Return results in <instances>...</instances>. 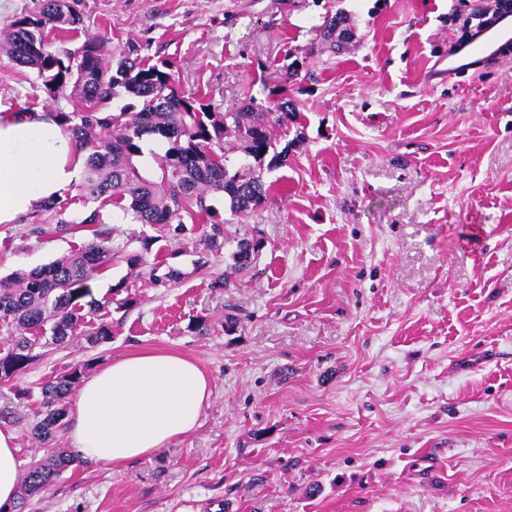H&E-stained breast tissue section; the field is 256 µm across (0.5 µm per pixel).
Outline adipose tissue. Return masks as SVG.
Returning a JSON list of instances; mask_svg holds the SVG:
<instances>
[{
    "instance_id": "1",
    "label": "adipose tissue",
    "mask_w": 512,
    "mask_h": 512,
    "mask_svg": "<svg viewBox=\"0 0 512 512\" xmlns=\"http://www.w3.org/2000/svg\"><path fill=\"white\" fill-rule=\"evenodd\" d=\"M86 154L46 110L0 114V224H14L62 198L84 175ZM212 395L192 358L144 350L112 360L80 385L68 436L88 461L120 465L190 435ZM21 459L12 429L0 428V506L13 504Z\"/></svg>"
}]
</instances>
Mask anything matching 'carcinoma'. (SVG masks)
<instances>
[{"mask_svg": "<svg viewBox=\"0 0 512 512\" xmlns=\"http://www.w3.org/2000/svg\"><path fill=\"white\" fill-rule=\"evenodd\" d=\"M83 23L72 11L69 0H40L38 10L14 20L0 32V44L14 61L34 71L42 91L51 99L70 94L72 110L57 118L77 145L87 152L81 184L82 197L132 211L134 220L148 226L162 224L181 236L206 218L211 224L207 247L224 248V220L209 204V196L222 194L234 214H246L273 191L257 169L263 164L276 168L283 164L286 150L276 149L275 129L288 127L294 116L286 89L277 85L269 95L278 97L273 106H262L251 96L237 112H217L205 98L183 94L175 83L172 66L166 61L150 63L140 56L132 41L119 53L109 41L89 35L74 50L57 49L49 32H77ZM340 16L328 17L322 25L320 41L309 46L305 57L324 50L336 51V28ZM120 96L131 102L109 110L106 105ZM155 136L166 141L164 153L155 157L156 168L149 172L138 157L140 142ZM234 139V148L246 162L229 173L224 139ZM69 203L49 201L42 206L57 215L55 234L78 229L92 232L93 241L50 264L0 280V322L10 331L12 345L0 356V380L8 381L27 370L36 360L34 351L49 345H64L76 339L95 348L112 339V324L101 321L82 330L85 319L104 304L92 299L90 282L103 274L112 255L123 253L127 263L146 267L149 281L166 285L180 279L181 272L154 259L147 263L155 237L142 239V250L129 244L112 246V235L102 229L100 209L71 214ZM27 235L40 238L48 232L43 223L23 220ZM261 241L243 238L233 255L235 266H249L259 252ZM83 366L71 370L42 387V400L34 435L50 453L34 461L22 474L16 502L0 512H23L27 500L46 491L62 473L78 462V455L55 448L56 430L66 414V402L81 382Z\"/></svg>", "mask_w": 512, "mask_h": 512, "instance_id": "obj_1", "label": "carcinoma"}]
</instances>
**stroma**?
<instances>
[{
    "label": "stroma",
    "mask_w": 512,
    "mask_h": 512,
    "mask_svg": "<svg viewBox=\"0 0 512 512\" xmlns=\"http://www.w3.org/2000/svg\"><path fill=\"white\" fill-rule=\"evenodd\" d=\"M473 0H74L85 32L168 60L219 112L285 81L297 112L274 191L237 217L173 236L105 206L112 243L158 237L179 281L114 257L91 284L112 338L49 346L0 381V426L23 462L41 388L94 357L167 350L213 380L199 428L150 457L80 463L26 512H512V59L438 75ZM345 48L305 58L325 17ZM299 61L289 78L280 67ZM33 71L0 51V110L46 107ZM0 224V279L87 245ZM481 228L478 247L461 240ZM263 245L245 269L243 238ZM227 277L228 288L212 283ZM129 306H122V299ZM235 315L224 332L226 315ZM194 323L206 333L191 331Z\"/></svg>",
    "instance_id": "35a3bbf8"
}]
</instances>
